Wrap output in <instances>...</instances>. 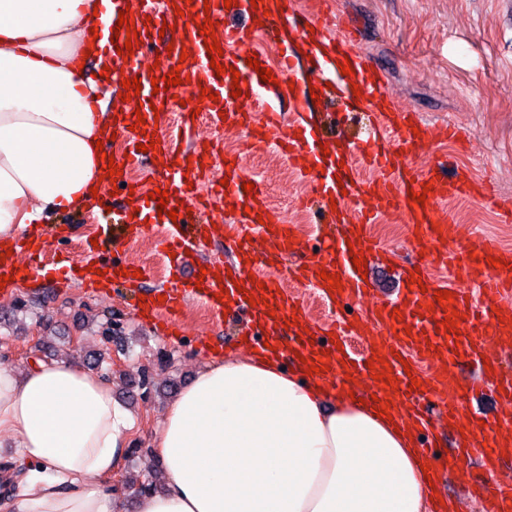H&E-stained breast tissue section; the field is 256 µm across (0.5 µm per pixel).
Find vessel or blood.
I'll list each match as a JSON object with an SVG mask.
<instances>
[{"label":"vessel or blood","mask_w":512,"mask_h":512,"mask_svg":"<svg viewBox=\"0 0 512 512\" xmlns=\"http://www.w3.org/2000/svg\"><path fill=\"white\" fill-rule=\"evenodd\" d=\"M109 10L98 38L112 51V72L121 79L139 78L141 90L131 100L114 107L112 131L116 141L105 144L113 152L120 173L114 181L132 187L129 202L112 210V223L94 250L96 261L108 263L121 274L120 284L138 288L150 277L149 264L127 263L124 247L144 234L148 220L157 219L156 203L148 202L151 188L167 191L168 208L181 211V220H165L161 246L172 251L168 265L172 278L151 290L144 301L146 317L164 318L176 326V315L187 299L206 301L212 315L222 318L225 311L240 317V336L251 348L264 351L274 346L278 354H300L307 362L330 356L324 376L331 384H345L347 377L368 379L370 393L391 395L402 410L418 412L421 403L438 401L449 424L461 418L469 397L490 390L503 406L512 407V372L498 364L496 349L512 347V249L495 239L483 238L475 247L465 246L462 231L449 213L447 198L483 201L498 210L504 223L512 222V208L492 196L488 185L469 175L457 179L437 177L435 172H418L410 162L413 150L425 144H440L455 138L447 124L416 123L410 111L395 109L387 100L382 74L358 49L356 33L341 29L332 9L301 14L293 0H264L253 7L250 0H237L228 8L224 0H108ZM131 10L138 34L130 58L115 54L124 39L114 28L122 10ZM264 17L267 31L282 45L277 65H270L263 51L255 46L256 36L246 26L220 27L224 16ZM217 24L215 38L223 55L219 62L234 67L239 79L217 75L204 45L199 26L205 21ZM197 52L194 63L184 64L180 55L184 44ZM159 54L158 69L143 63L145 51ZM258 60L250 67L248 59ZM351 63L352 75H342V63ZM270 68L273 81H262L259 68ZM178 71L184 82L154 91L152 79H163ZM240 96H232L233 88ZM361 96H354V89ZM185 102L182 112H171L174 99ZM346 101L351 110L365 112L369 126L357 143L330 145L321 150L324 129L314 120L315 101ZM205 116L215 127L245 130L253 144L275 138L279 153L288 161L307 167L306 179L319 198L339 203V210L324 209L320 223L331 226L325 244L314 254H306L294 227L269 206L263 181L241 164L238 156L225 157L216 164L213 147L203 146L196 134L195 114ZM145 118L143 130H135L138 118ZM156 143V150L140 152L139 144ZM147 164L154 184L133 176L134 169ZM228 172L226 192L209 201L190 188L185 177L195 170L199 179L214 175L216 167ZM253 183L252 193L242 186ZM425 192V202L412 200V193ZM361 203L360 220H353L341 208L346 200ZM234 210L233 221L219 225V236L232 246L226 265L228 277L201 274L199 266L188 263L187 252L207 227L191 223L190 214L213 213L214 202ZM396 212L407 224L412 238L420 245L435 246V253L424 255L413 268L404 269L403 287L392 300L369 304L366 312L349 318L335 314L336 306L351 307L365 301L369 285L352 263V252L366 259L376 257L380 244L367 232L375 213ZM261 236L264 245L255 248L249 234ZM41 228L23 234L16 251L25 253V267L12 260L0 261V275L22 283L43 272L44 242ZM496 257L500 266L489 265ZM340 277L341 291L327 288L323 273ZM423 282L422 288H409L411 277ZM315 288L318 297L331 309V319H313L289 284ZM451 291L452 302L436 303V291ZM498 299V307L488 299ZM366 302V301H365ZM457 315L458 338L445 336L442 323ZM360 340L361 350H353L352 340ZM375 367H368V360ZM471 363L477 370L470 382H462L460 365ZM391 372L393 382L380 380ZM422 382L411 390L412 379ZM455 458L476 459L485 470L501 465L512 455V421L499 416L486 422L471 418L465 434L457 435ZM484 512H512V484L499 483L487 489L482 498Z\"/></svg>","instance_id":"obj_1"}]
</instances>
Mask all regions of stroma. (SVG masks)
Wrapping results in <instances>:
<instances>
[{"label": "stroma", "instance_id": "35a3bbf8", "mask_svg": "<svg viewBox=\"0 0 512 512\" xmlns=\"http://www.w3.org/2000/svg\"><path fill=\"white\" fill-rule=\"evenodd\" d=\"M334 10L362 32L361 48L383 71L396 106L414 111L427 124L456 125L466 145H423L413 155L416 167H439L443 176L485 177L497 195L512 203V15L496 0H335ZM269 175L280 182V200L289 223L306 247L314 249L322 231L305 205L307 183L287 159L275 157ZM449 209L467 228L463 242L475 244L471 227L512 246V223L478 200L452 199ZM68 237L50 239L46 260L80 258L90 239L98 237L102 219L91 209L72 210ZM373 235L393 253L367 268L371 297L395 298L399 268L419 252L396 214L379 216ZM133 296L124 287L94 295L77 282L55 278L30 282L0 293V353L6 364L24 372L40 362L65 360L89 367L103 353L111 368L108 379L116 398L137 418L127 443L123 470L103 480L102 488L119 512H135L131 480H144L156 465L154 431L167 402L211 361L246 356L233 343L238 318L212 323L200 302H188L179 314L182 333L140 323L132 311ZM111 329V344L101 332ZM485 475L477 461L449 465L443 494L456 512H481Z\"/></svg>", "mask_w": 512, "mask_h": 512}]
</instances>
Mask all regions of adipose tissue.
<instances>
[{"mask_svg": "<svg viewBox=\"0 0 512 512\" xmlns=\"http://www.w3.org/2000/svg\"><path fill=\"white\" fill-rule=\"evenodd\" d=\"M95 0H0V244L90 204L112 118L78 63ZM137 420L102 375L66 362L0 364V438L13 491L0 512H115ZM153 451L161 490L136 512H428L417 434L347 389L262 356L198 371L165 408Z\"/></svg>", "mask_w": 512, "mask_h": 512, "instance_id": "1", "label": "adipose tissue"}]
</instances>
